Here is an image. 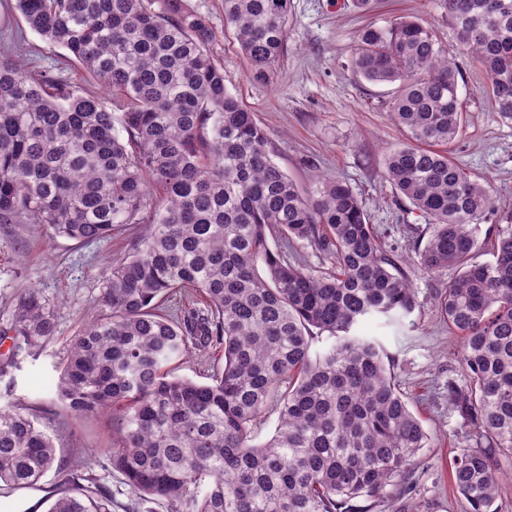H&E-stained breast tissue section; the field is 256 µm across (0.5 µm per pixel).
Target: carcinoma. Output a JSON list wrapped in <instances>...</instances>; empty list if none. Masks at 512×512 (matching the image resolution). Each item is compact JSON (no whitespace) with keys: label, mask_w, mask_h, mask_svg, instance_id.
I'll list each match as a JSON object with an SVG mask.
<instances>
[{"label":"carcinoma","mask_w":512,"mask_h":512,"mask_svg":"<svg viewBox=\"0 0 512 512\" xmlns=\"http://www.w3.org/2000/svg\"><path fill=\"white\" fill-rule=\"evenodd\" d=\"M16 8L112 96L0 53V224H42L79 242L146 225L107 272L99 313L72 340L57 390L73 418L119 415L111 466L137 501L167 512H349L355 499L411 484L430 434L365 327L410 315L417 296L352 189L325 179L298 188L226 89L215 33L184 0ZM443 8L456 53L481 67L492 108L512 121V0ZM224 23L253 78L271 79L287 51L288 0H224ZM353 68L397 85L391 116L403 141L385 155L382 177L427 220L415 243L420 270L457 271L437 307L462 337L468 384L448 383V401L474 444L453 458L452 478L469 512H496L498 457H512V215L482 232L490 196L445 149L466 125L462 71L424 21L362 28ZM294 238L313 243L331 269L270 245ZM483 243L490 262L477 261ZM187 288L206 308L171 309ZM55 331L54 305L25 289L0 374ZM319 339L326 348L311 352ZM210 346L224 357L210 382L174 374L191 350ZM269 408L274 433L254 445L250 426ZM55 460L38 415L0 406V485L36 488L54 469L48 512H112V491L83 464Z\"/></svg>","instance_id":"carcinoma-1"}]
</instances>
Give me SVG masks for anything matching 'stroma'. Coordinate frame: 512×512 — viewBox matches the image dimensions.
<instances>
[{
  "label": "stroma",
  "instance_id": "stroma-1",
  "mask_svg": "<svg viewBox=\"0 0 512 512\" xmlns=\"http://www.w3.org/2000/svg\"><path fill=\"white\" fill-rule=\"evenodd\" d=\"M204 16L216 39L211 53L224 68V84L253 112L266 130L276 162L302 189L326 177L346 182L361 202L385 248L394 250L412 279L418 307L403 322L376 329L394 361V372L410 409L421 419L431 441L416 467V488L391 486L372 512H467L455 489L451 462L466 444L468 428L448 402V384L468 377L457 351L461 344L439 316L437 294L451 277L417 267L414 241L426 220L380 176L383 157L403 140L390 116L392 88L356 75L352 57L357 32L384 26L399 16L426 22L442 41H450L448 16L439 0H372L361 12L352 0H290L288 48L275 76L258 82L237 42L224 32V0H185ZM0 0V52L19 49L26 64L48 67L68 82L103 95L106 87L29 30L13 8ZM22 32L21 43L11 33ZM458 94L467 125L450 144L455 159L489 193L488 223L512 213V122L501 119L485 93L486 80L476 68H462ZM144 231L131 224L111 240L78 243L48 238L39 224H0V327L10 321L21 291L38 288L56 303V333L43 351L23 355L0 376V405L11 402L40 415L55 439L56 460L86 463L112 491V512H128L134 497L109 465V449L119 442L121 424L106 411L73 419L56 400L60 370L72 339L95 315L103 281L112 263L127 255ZM56 482L47 474L40 488L0 492V512H47L46 492Z\"/></svg>",
  "mask_w": 512,
  "mask_h": 512
}]
</instances>
